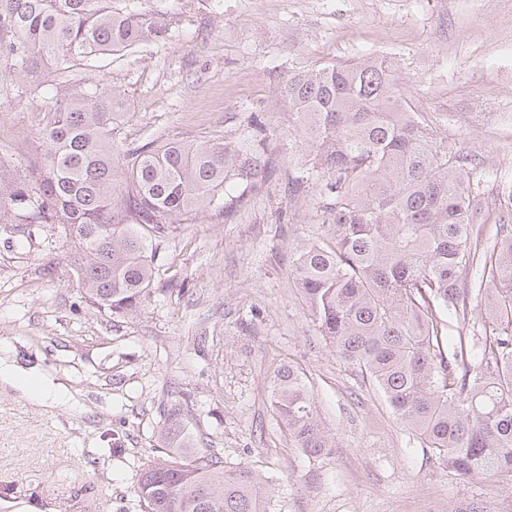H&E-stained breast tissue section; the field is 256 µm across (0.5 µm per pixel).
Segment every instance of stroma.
Returning a JSON list of instances; mask_svg holds the SVG:
<instances>
[{"mask_svg": "<svg viewBox=\"0 0 512 512\" xmlns=\"http://www.w3.org/2000/svg\"><path fill=\"white\" fill-rule=\"evenodd\" d=\"M168 12L165 40L78 70L120 90L115 150L235 140L262 112L280 168L296 164L287 75L386 56L434 136L467 156L482 242L512 221V0H132ZM39 102L0 92V159L23 174ZM276 182L231 215L169 225L150 294L133 314L97 309L65 262L57 224L0 231V365L62 383L37 409L0 384V512L37 501L58 512H150L137 473L162 457L164 409L269 490L267 512H512V479L462 480L392 412L360 368L321 336L292 272V245L315 232ZM302 374L335 438L296 447L272 406L283 365Z\"/></svg>", "mask_w": 512, "mask_h": 512, "instance_id": "1", "label": "stroma"}]
</instances>
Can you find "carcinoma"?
<instances>
[{
	"instance_id": "1",
	"label": "carcinoma",
	"mask_w": 512,
	"mask_h": 512,
	"mask_svg": "<svg viewBox=\"0 0 512 512\" xmlns=\"http://www.w3.org/2000/svg\"><path fill=\"white\" fill-rule=\"evenodd\" d=\"M170 25L166 12L117 0H0V89L45 98L27 174L0 160V224L22 237L34 224L61 225L84 297L113 315L136 312L150 294L166 225L212 208L228 216L279 173L257 112L235 141L115 153L122 98L74 68L159 41ZM279 96L305 145L284 189L313 203L321 226L292 254L322 335L458 476L512 475V225H496L477 249L468 162L412 110L393 62L291 74ZM477 262L481 276L467 286ZM478 299L489 333L451 335L448 319H468ZM273 404L306 455L334 446L295 367L273 379ZM160 438L165 456L135 483L150 512H266L256 472L195 447L181 406L167 411Z\"/></svg>"
}]
</instances>
